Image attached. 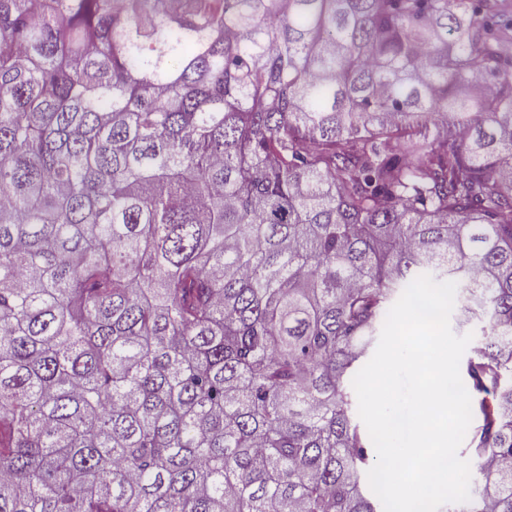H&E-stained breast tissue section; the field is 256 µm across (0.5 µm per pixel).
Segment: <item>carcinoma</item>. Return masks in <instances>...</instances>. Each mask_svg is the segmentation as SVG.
I'll list each match as a JSON object with an SVG mask.
<instances>
[{"mask_svg":"<svg viewBox=\"0 0 512 512\" xmlns=\"http://www.w3.org/2000/svg\"><path fill=\"white\" fill-rule=\"evenodd\" d=\"M510 44L512 0H0V512H379L352 380L422 274L487 317L466 512H512Z\"/></svg>","mask_w":512,"mask_h":512,"instance_id":"carcinoma-1","label":"carcinoma"}]
</instances>
